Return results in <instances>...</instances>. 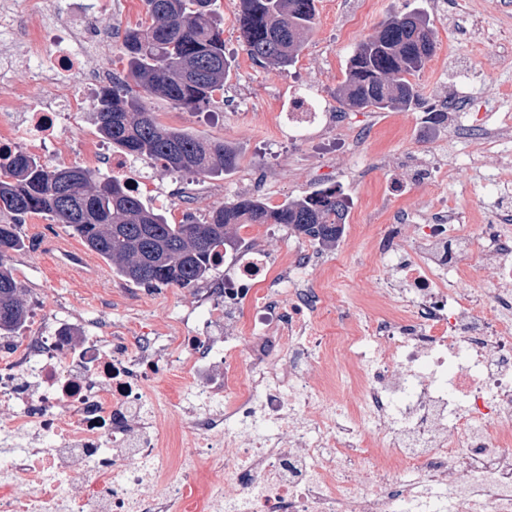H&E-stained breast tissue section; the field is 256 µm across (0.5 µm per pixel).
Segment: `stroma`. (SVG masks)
<instances>
[{
  "instance_id": "stroma-1",
  "label": "stroma",
  "mask_w": 512,
  "mask_h": 512,
  "mask_svg": "<svg viewBox=\"0 0 512 512\" xmlns=\"http://www.w3.org/2000/svg\"><path fill=\"white\" fill-rule=\"evenodd\" d=\"M239 0H216L223 19L225 53L232 72L222 95L201 112L150 99L159 123L218 139L234 146L238 167L219 176H181L161 165L149 170L161 198L146 197L170 223L185 215L206 220L210 212L250 193L254 176L266 177L261 196L270 205L339 185L349 207L344 233L336 247L324 250L312 280L327 291L328 312L337 300L368 296L369 284L353 276L355 267L372 264V233L402 215L426 211L440 202L455 209L461 223H497L512 211V140L489 150L482 167L468 164L460 143L448 132L464 112L483 115L487 125L512 117V0H454L453 10L440 0H318L316 26L293 66L275 71L246 54L238 22ZM421 9L429 14L437 48L415 77L423 98L441 104L463 97V111H449L446 124L428 121L423 109L369 112L342 107L336 89L353 48L394 15ZM317 101L320 111L336 116L332 125L315 122L304 137L288 123L299 96ZM438 152L450 173L434 182L419 168L426 154ZM23 248L10 264L23 287L25 304L42 299L47 307L62 303L84 312L108 307L113 328L148 312L167 327L168 340L179 331L174 315L194 310V288L145 289L119 277L110 263L90 253L68 228L42 214L20 224ZM62 241L68 253L53 248Z\"/></svg>"
}]
</instances>
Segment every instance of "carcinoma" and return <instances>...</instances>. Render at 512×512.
Listing matches in <instances>:
<instances>
[{
  "label": "carcinoma",
  "instance_id": "obj_1",
  "mask_svg": "<svg viewBox=\"0 0 512 512\" xmlns=\"http://www.w3.org/2000/svg\"><path fill=\"white\" fill-rule=\"evenodd\" d=\"M214 4L145 0L149 24L128 30L120 47L126 82L103 90L95 103L93 116L103 139L172 172L209 176L236 168L234 147L165 127L147 109V100L160 98L196 112L224 90L230 62ZM316 12V0H239L240 29L251 60L278 70L292 65L313 31ZM435 48L424 13L387 19L355 46L337 88L338 101L371 112L424 106L411 78ZM132 83L141 93L133 94ZM32 213L66 225L130 283L192 288L211 278L216 258L238 247L242 225L284 224L329 249L344 232L348 206L335 186L275 206L243 195L215 208L203 222L188 217L171 224L119 180L81 167H49L20 154L0 163V215L5 217L0 222V334L28 318L9 260L23 247L18 223Z\"/></svg>",
  "mask_w": 512,
  "mask_h": 512
}]
</instances>
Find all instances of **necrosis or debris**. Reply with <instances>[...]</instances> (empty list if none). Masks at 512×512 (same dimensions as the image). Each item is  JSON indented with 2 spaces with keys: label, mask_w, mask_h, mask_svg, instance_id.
Listing matches in <instances>:
<instances>
[{
  "label": "necrosis or debris",
  "mask_w": 512,
  "mask_h": 512,
  "mask_svg": "<svg viewBox=\"0 0 512 512\" xmlns=\"http://www.w3.org/2000/svg\"><path fill=\"white\" fill-rule=\"evenodd\" d=\"M118 36L95 0H0V41L22 47L38 92L17 111L0 52L1 159L51 154L115 81L87 59ZM79 160L115 178L134 165L92 138ZM400 230L378 227V262L357 269L377 295L337 319L309 243L243 247L202 289L203 315L133 355L105 312L37 305L0 336V512H512V225L480 233L494 272L480 295L460 286L473 225L435 207L406 252ZM177 369L189 385L158 396Z\"/></svg>",
  "instance_id": "necrosis-or-debris-1"
}]
</instances>
